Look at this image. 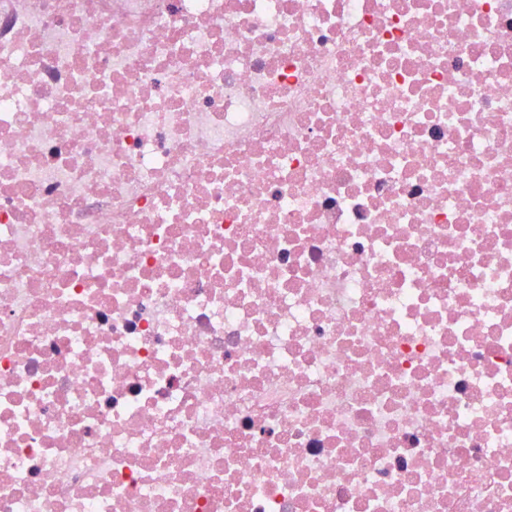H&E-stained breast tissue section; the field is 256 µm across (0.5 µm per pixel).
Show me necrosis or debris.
I'll return each mask as SVG.
<instances>
[{
    "label": "necrosis or debris",
    "mask_w": 512,
    "mask_h": 512,
    "mask_svg": "<svg viewBox=\"0 0 512 512\" xmlns=\"http://www.w3.org/2000/svg\"><path fill=\"white\" fill-rule=\"evenodd\" d=\"M0 512H512V0H0Z\"/></svg>",
    "instance_id": "4bbe7bcc"
}]
</instances>
